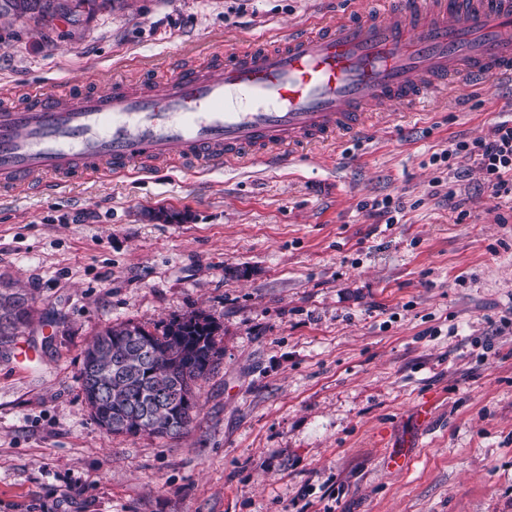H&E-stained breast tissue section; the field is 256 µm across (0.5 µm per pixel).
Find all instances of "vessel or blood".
<instances>
[{
  "label": "vessel or blood",
  "instance_id": "b4317fda",
  "mask_svg": "<svg viewBox=\"0 0 512 512\" xmlns=\"http://www.w3.org/2000/svg\"><path fill=\"white\" fill-rule=\"evenodd\" d=\"M462 75L512 77V0H372L357 16L176 69L164 86L63 82L0 111V188L177 160L214 169L361 131L372 106H401Z\"/></svg>",
  "mask_w": 512,
  "mask_h": 512
}]
</instances>
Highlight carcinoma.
<instances>
[{
  "label": "carcinoma",
  "instance_id": "carcinoma-1",
  "mask_svg": "<svg viewBox=\"0 0 512 512\" xmlns=\"http://www.w3.org/2000/svg\"><path fill=\"white\" fill-rule=\"evenodd\" d=\"M112 0H0V16L46 36L58 18L79 25ZM30 306L0 293V335L28 321ZM219 326L202 311L173 317L149 331L132 321L100 331L84 350L79 373L84 401L99 424L126 421V435L174 438L198 409L197 389L221 360Z\"/></svg>",
  "mask_w": 512,
  "mask_h": 512
}]
</instances>
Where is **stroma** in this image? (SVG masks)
<instances>
[{
    "label": "stroma",
    "mask_w": 512,
    "mask_h": 512,
    "mask_svg": "<svg viewBox=\"0 0 512 512\" xmlns=\"http://www.w3.org/2000/svg\"><path fill=\"white\" fill-rule=\"evenodd\" d=\"M371 0H112L49 40L0 16V106L62 79L165 81ZM512 121V80L458 77L287 164L149 163L0 191V512H512V198L432 154ZM461 208L448 203L449 195ZM391 198L394 223L372 216ZM220 326L189 430L113 435L82 353L104 327ZM30 306L24 297L0 293V335H15L23 328L30 315Z\"/></svg>",
    "instance_id": "obj_1"
}]
</instances>
